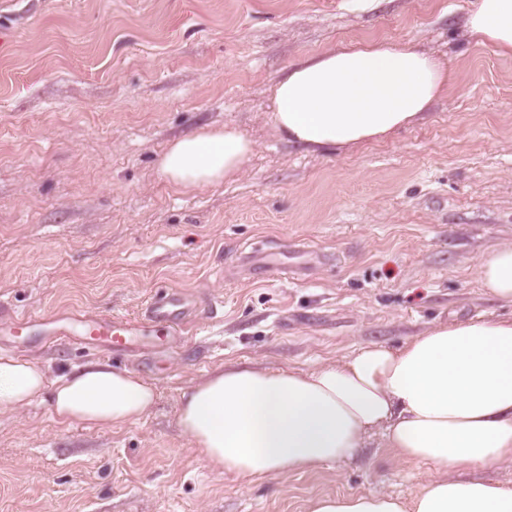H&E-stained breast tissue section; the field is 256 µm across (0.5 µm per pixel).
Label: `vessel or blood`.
<instances>
[{
    "mask_svg": "<svg viewBox=\"0 0 512 512\" xmlns=\"http://www.w3.org/2000/svg\"><path fill=\"white\" fill-rule=\"evenodd\" d=\"M190 311V302L183 292L167 289L155 294L136 317L118 316L102 320L73 312L65 324L51 328L50 333L84 344L100 341L116 349L124 348L134 344L136 337L144 335L147 329L157 326L166 328L172 336H179Z\"/></svg>",
    "mask_w": 512,
    "mask_h": 512,
    "instance_id": "b4317fda",
    "label": "vessel or blood"
}]
</instances>
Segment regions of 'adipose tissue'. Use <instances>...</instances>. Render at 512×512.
Instances as JSON below:
<instances>
[{"label": "adipose tissue", "mask_w": 512, "mask_h": 512, "mask_svg": "<svg viewBox=\"0 0 512 512\" xmlns=\"http://www.w3.org/2000/svg\"><path fill=\"white\" fill-rule=\"evenodd\" d=\"M466 29L512 57V0H472ZM451 79L446 63L409 44L340 45L276 81L272 121L313 151L354 148L422 119ZM252 150L235 127L202 130L172 142L159 171L198 189L236 176ZM477 276L485 294L512 304V245L492 247ZM45 399L60 423L114 427L145 417L156 393L106 361L51 381L33 360L0 355V409ZM178 425L213 470L244 481L351 460L377 431L396 460L437 472L407 499L322 495L306 512H512V486L467 476L512 463V319L441 322L401 347L369 344L310 370L226 365L182 392Z\"/></svg>", "instance_id": "1"}]
</instances>
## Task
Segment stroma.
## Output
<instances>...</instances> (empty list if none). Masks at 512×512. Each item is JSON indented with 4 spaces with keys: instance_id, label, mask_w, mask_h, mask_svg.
<instances>
[{
    "instance_id": "1",
    "label": "stroma",
    "mask_w": 512,
    "mask_h": 512,
    "mask_svg": "<svg viewBox=\"0 0 512 512\" xmlns=\"http://www.w3.org/2000/svg\"><path fill=\"white\" fill-rule=\"evenodd\" d=\"M470 0H0V320L133 316L160 287L194 303L182 335L123 351L0 348L48 379L96 360L156 391L140 421L65 426L49 402L0 410V512H306L315 496L409 498L432 466L373 434L335 467L247 483L181 431V393L227 363L306 369L401 346L456 317L512 318L479 258L512 243V58L466 33ZM415 45L447 93L385 141L312 153L280 139L271 90L345 43ZM233 126L241 174L170 186L168 145Z\"/></svg>"
}]
</instances>
